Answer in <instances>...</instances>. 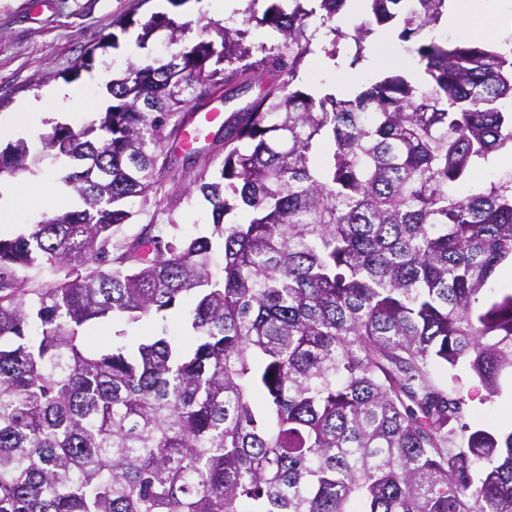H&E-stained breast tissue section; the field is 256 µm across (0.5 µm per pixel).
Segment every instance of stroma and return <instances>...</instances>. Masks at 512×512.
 Segmentation results:
<instances>
[{
    "label": "stroma",
    "instance_id": "stroma-1",
    "mask_svg": "<svg viewBox=\"0 0 512 512\" xmlns=\"http://www.w3.org/2000/svg\"><path fill=\"white\" fill-rule=\"evenodd\" d=\"M154 13L186 24V36L191 41L218 21L203 0H186L178 8L169 0H54L48 9L37 0H0V143L17 141L11 118L21 102L41 98L60 86L84 88L80 105L83 119H95L113 78L162 56L163 40L143 48L136 44L139 21ZM100 41L106 43V50L97 51L93 61H86L87 48ZM94 72L99 73L100 81L90 90L87 77ZM27 179L23 172L9 180L16 190V222L10 226L9 235L24 232L34 222L56 214L58 207H79V199L72 194L59 199L57 205L46 204L43 190L28 188ZM432 379L464 397L468 403L466 421L472 428L494 429L502 418L512 415V390L489 397L467 368L437 367Z\"/></svg>",
    "mask_w": 512,
    "mask_h": 512
}]
</instances>
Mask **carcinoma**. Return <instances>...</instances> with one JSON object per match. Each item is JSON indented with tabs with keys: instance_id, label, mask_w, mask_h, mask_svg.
Instances as JSON below:
<instances>
[{
	"instance_id": "1",
	"label": "carcinoma",
	"mask_w": 512,
	"mask_h": 512,
	"mask_svg": "<svg viewBox=\"0 0 512 512\" xmlns=\"http://www.w3.org/2000/svg\"><path fill=\"white\" fill-rule=\"evenodd\" d=\"M259 2L246 23L281 36L261 59L246 29L188 41L153 14L138 46L164 31L176 52L44 137L81 206L0 237V512H512V430H470L430 377L464 364L491 398L512 382V290L486 295L512 261V174L457 190L512 147V41H422L448 0H364L426 83L395 69L318 95L300 84L314 22L351 68L371 23L336 25L349 0ZM240 81L260 93L224 120V158L178 159L188 105ZM40 160L9 143L0 176ZM196 198L212 224L187 236ZM136 201L167 224L116 247ZM42 269L57 279L35 287ZM116 317L163 324L90 347Z\"/></svg>"
}]
</instances>
